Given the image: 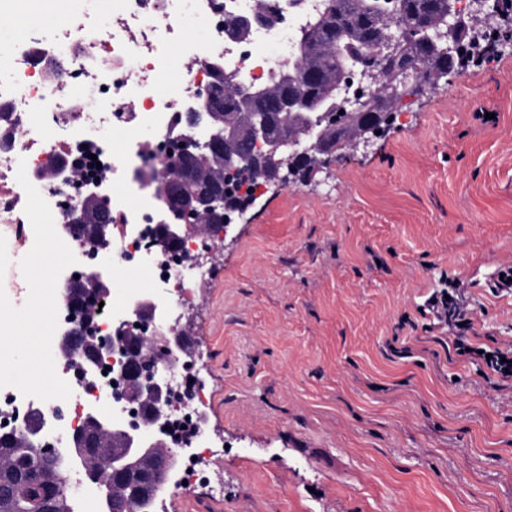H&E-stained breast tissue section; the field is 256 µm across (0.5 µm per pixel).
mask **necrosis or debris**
I'll list each match as a JSON object with an SVG mask.
<instances>
[{"mask_svg": "<svg viewBox=\"0 0 512 512\" xmlns=\"http://www.w3.org/2000/svg\"><path fill=\"white\" fill-rule=\"evenodd\" d=\"M98 2L74 0L70 23L49 34L29 27L0 48V108L12 121L9 133L0 136V242L11 243L20 257L10 270L0 271V284H7L16 300L26 298L22 260L42 243L69 239L65 208L85 191L74 172L82 158L96 155L97 164L88 170L101 189L111 192L116 220L105 260L113 270L144 278L145 291L156 296L166 315L138 325L128 308L140 291L116 284L92 328L101 337L149 336L174 325L195 288L212 277L199 257L206 243L194 230H186L171 251L159 252L151 244L161 208L156 187L174 165L170 150L195 102L194 90L210 82L208 66L216 59L241 84L266 83L293 59L301 32L322 0L294 6L289 0H268L275 10L272 22L233 43L224 39L225 21L253 13L257 0H113L106 31L85 19ZM188 12L207 24L205 39L189 35L183 20ZM104 124L113 136L126 138L123 150L96 135V126ZM80 360L73 354L62 369L49 358L55 382L50 394L0 383V432H11L25 417L41 413L35 446L63 456L66 436L92 409L111 412L122 429L139 424L141 412L125 398L120 365L105 356L85 373ZM202 369L197 361L170 369L156 366L178 399L152 433L167 447L193 449L179 474L191 486L214 482Z\"/></svg>", "mask_w": 512, "mask_h": 512, "instance_id": "1", "label": "necrosis or debris"}]
</instances>
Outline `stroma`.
Here are the masks:
<instances>
[{
	"mask_svg": "<svg viewBox=\"0 0 512 512\" xmlns=\"http://www.w3.org/2000/svg\"><path fill=\"white\" fill-rule=\"evenodd\" d=\"M71 0L10 23L53 26ZM512 46L429 91L401 125L270 191L215 255L191 333L208 358L223 492L166 512H512V384L418 312L462 281L473 346L512 347ZM12 371L43 362L0 339Z\"/></svg>",
	"mask_w": 512,
	"mask_h": 512,
	"instance_id": "stroma-1",
	"label": "stroma"
}]
</instances>
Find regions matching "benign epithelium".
<instances>
[{"instance_id":"obj_1","label":"benign epithelium","mask_w":512,"mask_h":512,"mask_svg":"<svg viewBox=\"0 0 512 512\" xmlns=\"http://www.w3.org/2000/svg\"><path fill=\"white\" fill-rule=\"evenodd\" d=\"M490 11L491 6L480 0L477 10L465 21L461 18L458 0H444V10L432 20L421 18L407 30L394 25L382 27L367 48V54L375 59V65L359 70L363 91L350 107L340 100V91L342 83L354 74L353 69L343 71L329 94L319 101L312 100L304 89L305 84L320 77L319 72L305 70L295 74L285 71L283 79L292 91L280 100L278 108L302 124V132L298 135H274L270 132L268 115L255 110L256 100L267 93V88L262 85L244 87L236 95L237 110L248 116L245 127L240 128L227 120L220 124L214 121L202 124L198 121L197 112L214 110L222 98V94L212 87L197 98L198 111L188 114L186 139L181 141L175 168L189 176L205 152L220 150L224 152V169L235 173L247 162L249 150L258 147L262 149L265 165L262 187L266 192L272 187L277 190L283 188L286 177L294 174V164L299 155L320 154L328 165L332 158L346 150L365 149L379 139L376 132H384L397 122L398 113L387 111L385 101L407 97L416 100L441 80L458 74L463 56L473 53V48L481 46V39L486 37ZM260 22V10L250 16L236 17L225 25V39L238 41ZM421 46L443 61V66L429 78L424 77L410 56V49ZM317 109L330 114L336 137H327L326 127L312 122L309 112ZM93 196L99 209L98 223L95 224L97 250L107 253L112 249V207L107 195L95 192ZM160 196L164 202L160 219L163 232L155 243L162 252L167 250L168 242L179 239L186 218L197 213H204L211 219V223L206 225V234L213 236L220 231L227 236L233 232L234 225L227 223L218 189L172 196L164 184L160 188ZM84 225V210L76 204L68 210L67 227L80 243L83 242L81 231ZM87 282L100 289L101 297L111 294V280L107 272L95 265L87 267L82 277L73 281L68 288V298H76L78 285ZM159 310V304L147 295L135 299L131 307L132 315L139 320H153ZM88 334L87 326H76L58 336L57 343L58 352L64 359L81 352L85 372L93 370L103 348L100 341L90 345ZM188 336L190 330L184 326L156 331L147 337L153 358L174 365V355L184 348ZM123 366L128 397L148 410L143 429L117 428L112 425L110 414L93 409L88 412L83 426L67 438L80 461L86 463L101 459L107 463L106 479L99 487L103 512H125L131 495L141 492L146 481L157 491L166 487L179 457L178 450L165 447L157 439L151 442L142 440L148 426L154 424L169 407V394L163 383L155 379L149 382L142 380L145 362L140 346L130 344L125 347Z\"/></svg>"}]
</instances>
